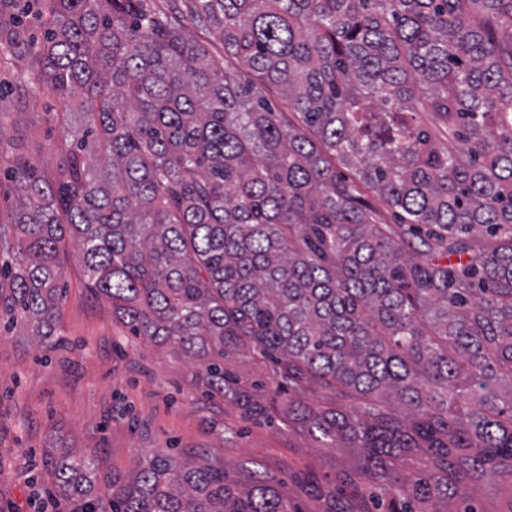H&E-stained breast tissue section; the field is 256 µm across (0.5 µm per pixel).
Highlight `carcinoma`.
<instances>
[{
	"label": "carcinoma",
	"mask_w": 512,
	"mask_h": 512,
	"mask_svg": "<svg viewBox=\"0 0 512 512\" xmlns=\"http://www.w3.org/2000/svg\"><path fill=\"white\" fill-rule=\"evenodd\" d=\"M33 2L43 38L0 0V46L78 126L54 180L11 160L0 313L61 342L69 238L112 316L204 392L349 450L332 512H512V0ZM239 352L266 391L225 369ZM45 464L84 512H297L193 454L103 490L71 448ZM491 478L507 507L478 497Z\"/></svg>",
	"instance_id": "obj_1"
}]
</instances>
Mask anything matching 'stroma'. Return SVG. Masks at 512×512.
Segmentation results:
<instances>
[{
    "mask_svg": "<svg viewBox=\"0 0 512 512\" xmlns=\"http://www.w3.org/2000/svg\"><path fill=\"white\" fill-rule=\"evenodd\" d=\"M26 68L0 50V225L10 224L17 203L5 172L15 149L49 179L63 158V105L24 81ZM63 263L66 348L41 347L31 326L0 324V512H71V503L55 498L43 464L51 448L96 456L104 477L133 471L158 448L231 470L253 465L301 512H327L313 485L334 481L348 454L275 423L244 421L223 398L202 396L192 361L173 346L131 335L93 295L74 242Z\"/></svg>",
    "mask_w": 512,
    "mask_h": 512,
    "instance_id": "1",
    "label": "stroma"
}]
</instances>
